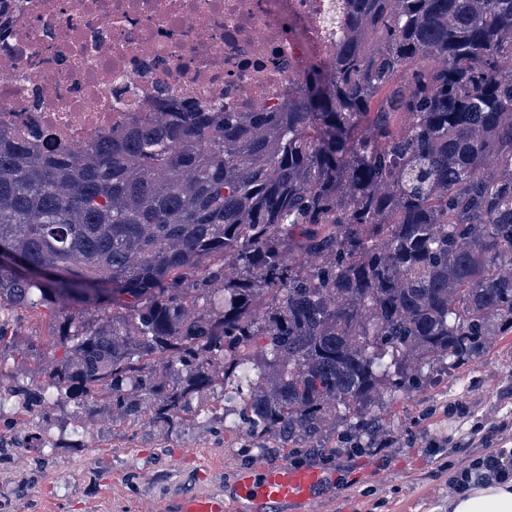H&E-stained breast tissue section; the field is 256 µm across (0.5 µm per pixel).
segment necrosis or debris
<instances>
[{
	"instance_id": "1",
	"label": "necrosis or debris",
	"mask_w": 512,
	"mask_h": 512,
	"mask_svg": "<svg viewBox=\"0 0 512 512\" xmlns=\"http://www.w3.org/2000/svg\"><path fill=\"white\" fill-rule=\"evenodd\" d=\"M342 0H20L0 12V127L82 150L130 118L271 107L329 68Z\"/></svg>"
}]
</instances>
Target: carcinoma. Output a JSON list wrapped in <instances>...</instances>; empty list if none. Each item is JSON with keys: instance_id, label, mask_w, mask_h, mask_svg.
<instances>
[{"instance_id": "cac0c4a2", "label": "carcinoma", "mask_w": 512, "mask_h": 512, "mask_svg": "<svg viewBox=\"0 0 512 512\" xmlns=\"http://www.w3.org/2000/svg\"><path fill=\"white\" fill-rule=\"evenodd\" d=\"M511 30L512 0H345L334 65L278 111L158 112L76 153L0 132V245L57 274L0 265V311L62 309L68 351L0 391L173 421L219 384L224 425L275 448L331 405L378 440L382 395L512 329Z\"/></svg>"}]
</instances>
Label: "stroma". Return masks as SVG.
<instances>
[{"label":"stroma","instance_id":"35a3bbf8","mask_svg":"<svg viewBox=\"0 0 512 512\" xmlns=\"http://www.w3.org/2000/svg\"><path fill=\"white\" fill-rule=\"evenodd\" d=\"M0 380L23 366L28 384L65 351L49 336L57 317L39 306L9 313ZM215 395L196 394L175 425L151 414L123 417L106 400L61 398L50 422L26 416L30 447L0 461V512H169L182 490L231 493L236 472L256 462L318 468L333 482L310 512H448L451 485L478 456L512 451V333L453 366L440 385L398 393L377 409L388 424L377 448L351 451L329 433L326 452L275 454L245 432L216 438Z\"/></svg>","mask_w":512,"mask_h":512}]
</instances>
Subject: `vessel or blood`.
Returning <instances> with one entry per match:
<instances>
[{"mask_svg":"<svg viewBox=\"0 0 512 512\" xmlns=\"http://www.w3.org/2000/svg\"><path fill=\"white\" fill-rule=\"evenodd\" d=\"M325 482L323 472L284 463H256L239 470L233 481L237 512H306ZM220 493L182 496L172 512H228Z\"/></svg>","mask_w":512,"mask_h":512,"instance_id":"vessel-or-blood-1","label":"vessel or blood"}]
</instances>
